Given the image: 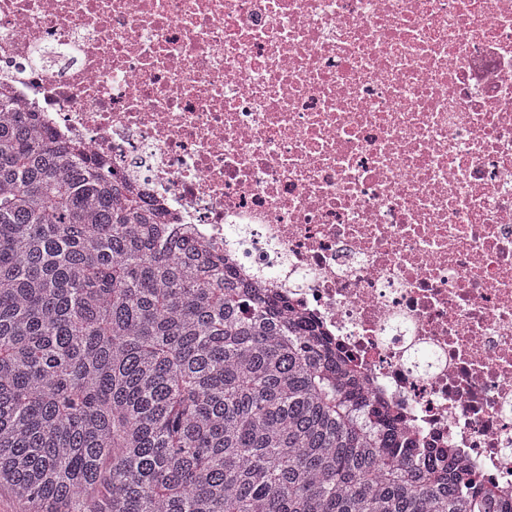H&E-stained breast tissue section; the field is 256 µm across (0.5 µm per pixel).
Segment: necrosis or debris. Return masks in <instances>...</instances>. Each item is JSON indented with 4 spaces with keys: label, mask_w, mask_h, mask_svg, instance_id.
I'll return each mask as SVG.
<instances>
[{
    "label": "necrosis or debris",
    "mask_w": 512,
    "mask_h": 512,
    "mask_svg": "<svg viewBox=\"0 0 512 512\" xmlns=\"http://www.w3.org/2000/svg\"><path fill=\"white\" fill-rule=\"evenodd\" d=\"M0 92L512 499V0H0Z\"/></svg>",
    "instance_id": "obj_1"
}]
</instances>
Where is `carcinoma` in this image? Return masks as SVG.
Wrapping results in <instances>:
<instances>
[{
    "mask_svg": "<svg viewBox=\"0 0 512 512\" xmlns=\"http://www.w3.org/2000/svg\"><path fill=\"white\" fill-rule=\"evenodd\" d=\"M24 512H502L313 323L0 97V489Z\"/></svg>",
    "mask_w": 512,
    "mask_h": 512,
    "instance_id": "1",
    "label": "carcinoma"
}]
</instances>
